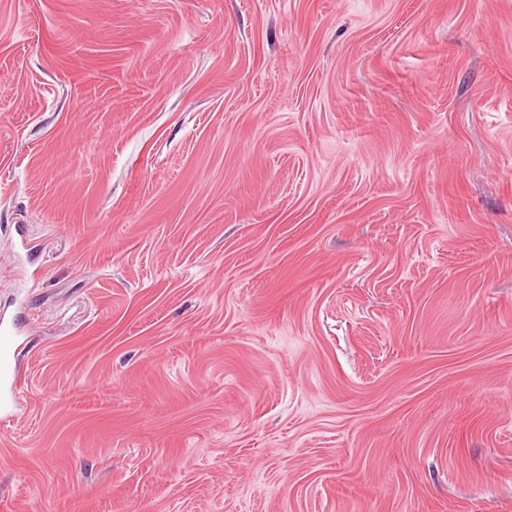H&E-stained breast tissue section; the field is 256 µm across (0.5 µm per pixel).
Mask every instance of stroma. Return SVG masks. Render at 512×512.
Masks as SVG:
<instances>
[{
  "mask_svg": "<svg viewBox=\"0 0 512 512\" xmlns=\"http://www.w3.org/2000/svg\"><path fill=\"white\" fill-rule=\"evenodd\" d=\"M0 512H512V0H0ZM23 334L15 319H0V409L14 402L20 390L18 354L15 347Z\"/></svg>",
  "mask_w": 512,
  "mask_h": 512,
  "instance_id": "stroma-1",
  "label": "stroma"
}]
</instances>
